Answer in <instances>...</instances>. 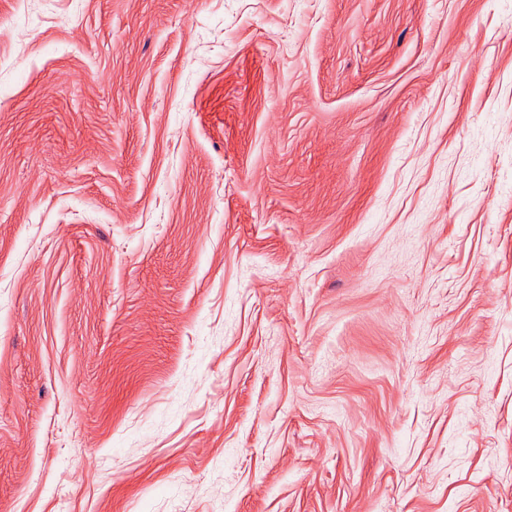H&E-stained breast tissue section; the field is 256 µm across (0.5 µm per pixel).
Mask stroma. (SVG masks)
<instances>
[{
  "label": "stroma",
  "instance_id": "obj_1",
  "mask_svg": "<svg viewBox=\"0 0 512 512\" xmlns=\"http://www.w3.org/2000/svg\"><path fill=\"white\" fill-rule=\"evenodd\" d=\"M0 512H512V0H0Z\"/></svg>",
  "mask_w": 512,
  "mask_h": 512
}]
</instances>
